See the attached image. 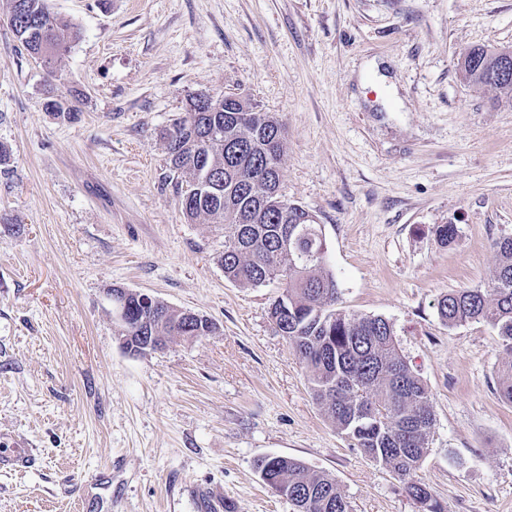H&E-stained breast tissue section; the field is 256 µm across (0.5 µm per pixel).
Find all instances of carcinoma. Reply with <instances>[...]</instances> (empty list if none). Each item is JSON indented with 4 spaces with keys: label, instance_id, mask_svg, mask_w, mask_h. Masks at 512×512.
I'll return each instance as SVG.
<instances>
[{
    "label": "carcinoma",
    "instance_id": "1",
    "mask_svg": "<svg viewBox=\"0 0 512 512\" xmlns=\"http://www.w3.org/2000/svg\"><path fill=\"white\" fill-rule=\"evenodd\" d=\"M4 16L28 53L52 69L66 52L62 25L45 0H5ZM512 48L472 47L461 53L458 67L469 85L491 87L512 101V72L492 80L500 58ZM244 124L229 112H212L197 96L167 137L168 161L174 172L189 175L195 192H181L184 216L201 215L224 225V277L251 286L276 282L280 294L269 316L309 370L314 399L336 428L365 455L405 481L407 494L421 512H444L429 487L414 475L428 450L435 422L423 380L398 351L392 324L382 316L355 317L336 311L339 288L325 268L327 243L321 225L298 205L281 208L270 195L280 183L282 124L248 99ZM299 235L298 255L290 259L281 238ZM498 265L492 288L461 289L437 302L442 321L490 324L512 356V235L496 242ZM122 335L131 337L133 354L147 342L163 348L178 337L193 340L217 330L208 319L175 309L154 297L130 291ZM499 397L512 403V359L497 371ZM261 479L287 497L294 512H350L336 480L311 471L288 456L255 461Z\"/></svg>",
    "mask_w": 512,
    "mask_h": 512
}]
</instances>
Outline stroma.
Listing matches in <instances>:
<instances>
[{
    "label": "stroma",
    "mask_w": 512,
    "mask_h": 512,
    "mask_svg": "<svg viewBox=\"0 0 512 512\" xmlns=\"http://www.w3.org/2000/svg\"><path fill=\"white\" fill-rule=\"evenodd\" d=\"M48 6L69 36L53 74L0 19V449L22 439L35 457L0 469V512H293L263 455L329 473L352 512H420L316 403L269 317L277 286L226 279L223 230L183 215L165 132L201 91L281 120L280 192L322 227L338 309L386 318L428 388L416 479L445 512H512L507 353L487 323L437 312L491 287L512 235V104L457 67L466 48L512 47V0ZM113 287L217 331L129 354Z\"/></svg>",
    "instance_id": "1"
}]
</instances>
